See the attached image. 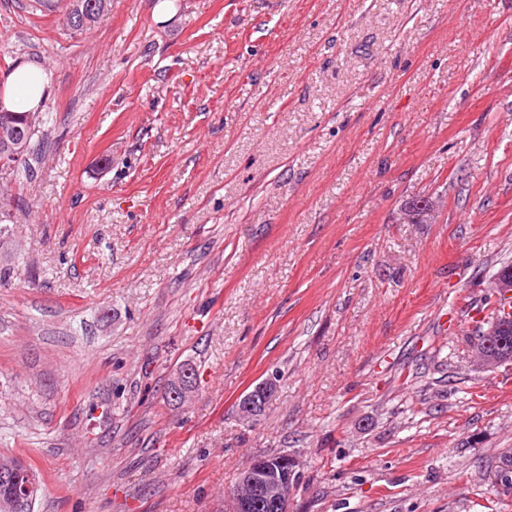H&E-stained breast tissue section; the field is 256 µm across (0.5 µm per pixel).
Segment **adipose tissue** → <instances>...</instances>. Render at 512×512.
Wrapping results in <instances>:
<instances>
[{
	"label": "adipose tissue",
	"instance_id": "1",
	"mask_svg": "<svg viewBox=\"0 0 512 512\" xmlns=\"http://www.w3.org/2000/svg\"><path fill=\"white\" fill-rule=\"evenodd\" d=\"M53 86L52 74L40 63L24 61L8 74L0 87V106L13 112L37 111Z\"/></svg>",
	"mask_w": 512,
	"mask_h": 512
}]
</instances>
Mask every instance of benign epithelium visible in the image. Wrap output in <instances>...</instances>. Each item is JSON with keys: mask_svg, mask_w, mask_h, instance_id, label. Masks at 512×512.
I'll return each instance as SVG.
<instances>
[{"mask_svg": "<svg viewBox=\"0 0 512 512\" xmlns=\"http://www.w3.org/2000/svg\"><path fill=\"white\" fill-rule=\"evenodd\" d=\"M37 125L35 115L15 114L0 109V172H8L21 157L16 148V131L26 126ZM492 290L504 300H512V275L503 274L494 279ZM471 363L478 369H493L501 364L487 350V344L477 340L472 346ZM273 390V380L268 379L256 385L243 395L238 402L240 420L249 425L258 420L261 402ZM170 396L176 402L185 401L193 392L191 369L184 366L176 371L169 383ZM301 463L292 458L289 470L274 469L269 457L257 456L239 473L232 495L224 501L223 512H258L268 507L272 512H294L295 480L300 475ZM35 488L29 483L19 484L10 494L0 496V512H17L23 501H34Z\"/></svg>", "mask_w": 512, "mask_h": 512, "instance_id": "7a95c632", "label": "benign epithelium"}]
</instances>
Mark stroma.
Segmentation results:
<instances>
[{
    "label": "stroma",
    "instance_id": "obj_1",
    "mask_svg": "<svg viewBox=\"0 0 512 512\" xmlns=\"http://www.w3.org/2000/svg\"><path fill=\"white\" fill-rule=\"evenodd\" d=\"M30 59L0 454L34 512H221L276 453L296 512H512V363H470L512 264V0H112L83 34L0 0V79ZM193 376L189 366L177 369L169 383L170 396L176 402H184L193 392ZM273 380L270 378L265 382L256 385L251 391L243 395L238 402L240 420L249 425L258 420L260 416L261 402L263 407L261 414L264 412L266 400L273 390Z\"/></svg>",
    "mask_w": 512,
    "mask_h": 512
}]
</instances>
